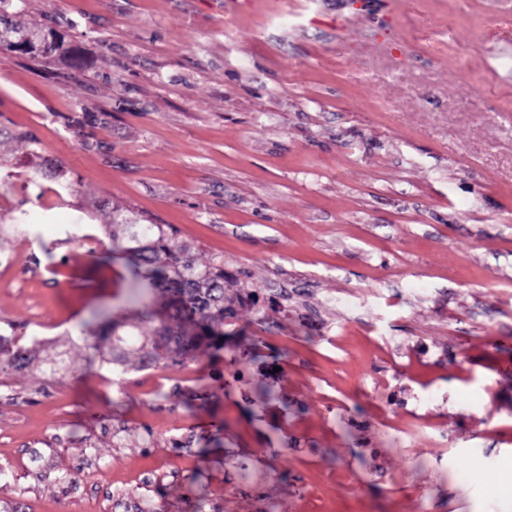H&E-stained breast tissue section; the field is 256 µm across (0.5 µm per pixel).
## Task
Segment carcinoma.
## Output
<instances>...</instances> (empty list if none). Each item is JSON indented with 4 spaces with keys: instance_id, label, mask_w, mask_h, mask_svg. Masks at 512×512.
<instances>
[{
    "instance_id": "carcinoma-1",
    "label": "carcinoma",
    "mask_w": 512,
    "mask_h": 512,
    "mask_svg": "<svg viewBox=\"0 0 512 512\" xmlns=\"http://www.w3.org/2000/svg\"><path fill=\"white\" fill-rule=\"evenodd\" d=\"M12 0H0V51L6 50L31 58L59 56L68 68L85 66L80 47L65 42L54 30L44 31L40 24L19 27L9 12ZM112 257L127 260L136 267L139 297L159 291L166 307L174 310L179 330L172 332L162 322L149 332L133 334L135 341L152 347V359L173 362L189 355L200 345L224 341V320L233 314L234 299L224 295V260L212 257L200 261L186 244L175 241L170 224H139V219L126 214V209L112 207L111 219L102 225ZM124 322H112L110 360L126 367L133 344L118 330Z\"/></svg>"
}]
</instances>
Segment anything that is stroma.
<instances>
[{
  "instance_id": "35a3bbf8",
  "label": "stroma",
  "mask_w": 512,
  "mask_h": 512,
  "mask_svg": "<svg viewBox=\"0 0 512 512\" xmlns=\"http://www.w3.org/2000/svg\"><path fill=\"white\" fill-rule=\"evenodd\" d=\"M17 10L86 66L0 51V155L26 160L11 134H29L78 206L172 225L223 258L226 294L259 302L236 306L222 357L135 353L113 385L80 326L136 321L130 270L31 200L0 334L53 341L27 367L0 361V512H512V0ZM83 115L80 135L67 120ZM58 353L62 375L43 368ZM263 383L299 436L261 416ZM389 403L424 422L417 447L378 422Z\"/></svg>"
}]
</instances>
